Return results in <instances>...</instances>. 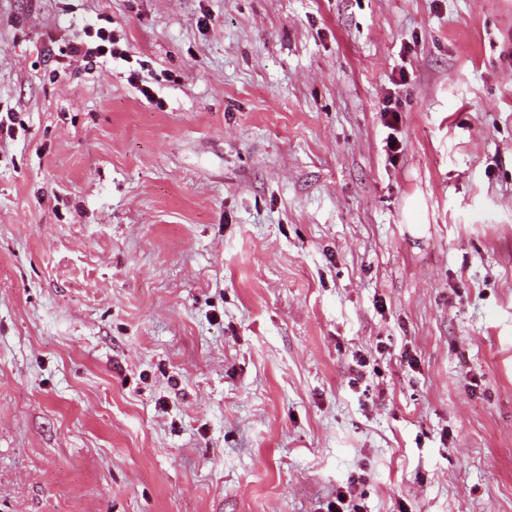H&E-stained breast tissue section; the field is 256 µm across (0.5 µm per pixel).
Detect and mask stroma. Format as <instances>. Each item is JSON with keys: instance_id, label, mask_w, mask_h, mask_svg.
Here are the masks:
<instances>
[{"instance_id": "obj_1", "label": "stroma", "mask_w": 512, "mask_h": 512, "mask_svg": "<svg viewBox=\"0 0 512 512\" xmlns=\"http://www.w3.org/2000/svg\"><path fill=\"white\" fill-rule=\"evenodd\" d=\"M6 116L0 512H512V0H0ZM120 41L112 27L103 23H92L82 28V34L74 36L68 44L69 56L76 61L93 62L94 59L110 57L124 60L127 49L119 45Z\"/></svg>"}]
</instances>
